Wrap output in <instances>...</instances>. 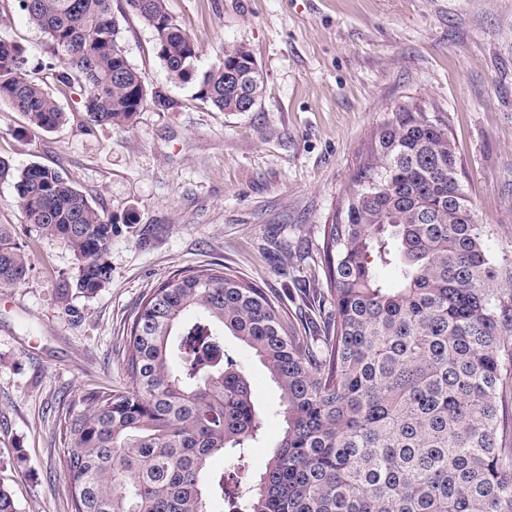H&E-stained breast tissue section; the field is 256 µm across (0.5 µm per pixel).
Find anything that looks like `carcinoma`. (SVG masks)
<instances>
[{
  "label": "carcinoma",
  "mask_w": 512,
  "mask_h": 512,
  "mask_svg": "<svg viewBox=\"0 0 512 512\" xmlns=\"http://www.w3.org/2000/svg\"><path fill=\"white\" fill-rule=\"evenodd\" d=\"M154 35L171 80L195 99L245 112L263 81L252 50L224 48L200 73V51L165 0H125ZM77 87L92 125L127 129L147 102L143 76L117 43L112 0H20ZM251 78L238 81L234 75ZM0 101L51 131L59 101L31 77L18 44L0 39ZM448 123L434 107L400 106L364 144L323 225L329 316L305 336L279 301L228 273H177L140 303L126 333L125 390L72 400L62 470L72 512H512V443L497 440V400L512 381V260L488 250ZM16 204L77 266L61 299L109 283L118 226L44 165L19 172ZM397 269L385 283L380 271ZM28 254L0 224V287L23 283ZM235 336L280 391L284 427L253 480L242 451L264 421L237 361L215 358ZM223 454L232 468L210 472Z\"/></svg>",
  "instance_id": "carcinoma-1"
}]
</instances>
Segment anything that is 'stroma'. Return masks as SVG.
<instances>
[{"label":"stroma","mask_w":512,"mask_h":512,"mask_svg":"<svg viewBox=\"0 0 512 512\" xmlns=\"http://www.w3.org/2000/svg\"><path fill=\"white\" fill-rule=\"evenodd\" d=\"M200 50L198 70L225 47L247 45L264 75L248 112L196 100L194 83L170 81L152 31L113 0L117 42L149 90L174 101L145 105L126 130L91 125L79 92L61 95L67 122L46 132L0 103V159L38 163L74 181L120 222L110 283L61 302L60 274L75 257L26 224L11 180H0V224L13 225L31 270L0 288V484L17 512H70L61 470L63 407L129 385L126 328L144 294L175 271L216 266L277 298L315 336L327 314L323 224L349 184L359 152L401 105L434 104L462 164L464 188L488 247L512 257V0H166ZM0 39L57 83L54 55L18 0H0ZM133 228H124V220ZM265 422L247 453L251 475L271 456L282 424L280 392L231 335Z\"/></svg>","instance_id":"obj_1"}]
</instances>
